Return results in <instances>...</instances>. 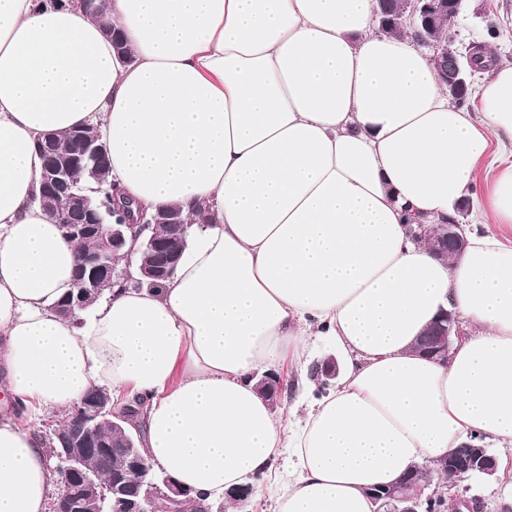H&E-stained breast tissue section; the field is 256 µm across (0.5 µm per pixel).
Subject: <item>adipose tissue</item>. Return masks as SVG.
Wrapping results in <instances>:
<instances>
[{"label":"adipose tissue","mask_w":512,"mask_h":512,"mask_svg":"<svg viewBox=\"0 0 512 512\" xmlns=\"http://www.w3.org/2000/svg\"><path fill=\"white\" fill-rule=\"evenodd\" d=\"M375 8L108 0L121 56L83 8L0 0V365L20 406L147 398L145 453L199 506L282 455L276 512H373L370 489L473 434L512 455V247L476 231L442 262L414 238L512 145V65L458 107ZM88 125L123 196L190 225L171 278L113 287L78 327L51 309L77 246L33 201L35 143ZM482 207L512 227V163ZM443 308L470 333L441 362L415 343ZM318 337L339 373L282 423L257 378ZM53 492L41 438L0 419V512H47Z\"/></svg>","instance_id":"obj_1"}]
</instances>
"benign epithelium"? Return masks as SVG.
I'll return each instance as SVG.
<instances>
[{
	"label": "benign epithelium",
	"mask_w": 512,
	"mask_h": 512,
	"mask_svg": "<svg viewBox=\"0 0 512 512\" xmlns=\"http://www.w3.org/2000/svg\"><path fill=\"white\" fill-rule=\"evenodd\" d=\"M401 22L430 48L439 82L453 94L467 87L468 74L461 58L448 51V41H442L435 32L436 21L448 13L449 0H401ZM37 149L43 158V178L40 202L50 208L58 200L65 201L66 215L61 220L63 235L69 240H85L93 245L78 255L74 268L75 291L55 309L67 316L84 311L89 301L102 295L118 282H129L134 250L128 247V238L140 240V274L148 279L169 277L176 269L187 246L188 224L178 208L159 209L151 215L141 214L122 223L114 222L104 230L105 210L98 199L81 186L85 176L108 158V148L102 136L82 129L76 130L67 141L48 133L38 136ZM468 205L460 202L448 223L440 224L432 232L416 235V239L439 260L463 253L468 247L460 217ZM464 338L460 316L444 310L427 330L418 337L416 349L432 358L445 360L454 342ZM256 386L272 406L282 398L283 380L275 373L258 377ZM73 418L84 425L80 435L62 437L63 428L53 431L59 444L51 445V454L57 460L52 472L57 476L61 492L51 502L50 512H158L190 499L191 490L178 484L168 473L162 472L147 479L151 463L127 441L121 449L123 466L112 480V495H107L84 471L86 456L100 452L112 454L108 445L96 438L100 423H110L122 430L123 412L115 410L109 394L84 396L72 410ZM498 471V461L485 445L470 439L453 449L434 467L416 468L394 484L371 493L375 512H437V503H468L459 492L462 483L474 479H488ZM445 473L448 493L433 487L434 474Z\"/></svg>",
	"instance_id": "benign-epithelium-1"
}]
</instances>
